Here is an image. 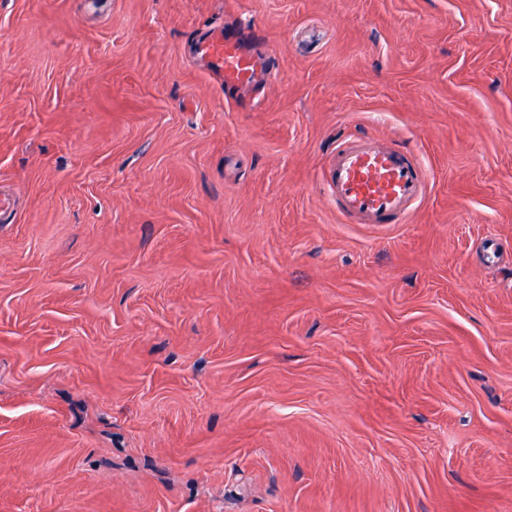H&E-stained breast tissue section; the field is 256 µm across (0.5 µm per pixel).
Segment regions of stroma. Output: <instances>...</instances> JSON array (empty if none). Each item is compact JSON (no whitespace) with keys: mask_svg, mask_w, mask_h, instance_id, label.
<instances>
[{"mask_svg":"<svg viewBox=\"0 0 512 512\" xmlns=\"http://www.w3.org/2000/svg\"><path fill=\"white\" fill-rule=\"evenodd\" d=\"M0 195V512H512V0H0ZM195 50L198 54L209 58L212 68L224 79V87L228 89L258 82L260 75L272 65L269 55L263 61L245 53L233 32L219 31L197 42ZM324 180L344 218L356 224H405L425 198L428 173L405 147L381 148L372 137L347 136L337 142Z\"/></svg>","mask_w":512,"mask_h":512,"instance_id":"stroma-1","label":"stroma"}]
</instances>
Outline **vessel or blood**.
<instances>
[{"label": "vessel or blood", "mask_w": 512, "mask_h": 512, "mask_svg": "<svg viewBox=\"0 0 512 512\" xmlns=\"http://www.w3.org/2000/svg\"><path fill=\"white\" fill-rule=\"evenodd\" d=\"M198 54L232 89L258 82L271 57L245 53L233 32L220 30L197 42ZM326 189L344 218L360 224H405L427 191L428 173L417 156L402 146L379 147L368 136H347L336 144L324 173Z\"/></svg>", "instance_id": "1"}]
</instances>
